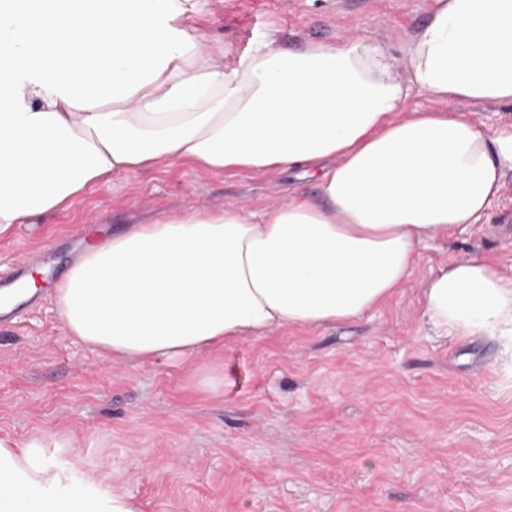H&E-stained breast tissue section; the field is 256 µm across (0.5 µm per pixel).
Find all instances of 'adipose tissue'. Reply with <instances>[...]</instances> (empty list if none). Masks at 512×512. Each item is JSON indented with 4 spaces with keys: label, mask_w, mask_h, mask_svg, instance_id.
Listing matches in <instances>:
<instances>
[{
    "label": "adipose tissue",
    "mask_w": 512,
    "mask_h": 512,
    "mask_svg": "<svg viewBox=\"0 0 512 512\" xmlns=\"http://www.w3.org/2000/svg\"><path fill=\"white\" fill-rule=\"evenodd\" d=\"M176 0H0V231L112 175L179 160L213 174L300 173L316 195L184 211L91 239L54 288L69 336L113 361L187 360L270 329L360 318L419 249L479 224L512 172V0H430L400 54L363 36L219 63ZM439 110L405 111L412 93ZM422 315L512 353V276L447 264ZM39 441L0 439V512H142L63 485ZM452 108L484 129L512 122V107L457 103Z\"/></svg>",
    "instance_id": "1"
}]
</instances>
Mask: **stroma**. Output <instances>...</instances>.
Listing matches in <instances>:
<instances>
[{"label": "stroma", "instance_id": "obj_1", "mask_svg": "<svg viewBox=\"0 0 512 512\" xmlns=\"http://www.w3.org/2000/svg\"><path fill=\"white\" fill-rule=\"evenodd\" d=\"M199 0L190 25L225 64L265 42L296 49L346 31L399 50L429 0ZM314 181L215 175L174 162L112 176L70 207L0 232V265H43L46 305L0 326V438L36 439L63 483L118 490L142 512H512V388L498 347L438 335L422 317L431 271L485 257L512 274V173L477 227L421 248L378 310L274 329L181 364L115 362L64 330L52 285L93 234L183 210L253 211ZM224 367V391L191 380Z\"/></svg>", "mask_w": 512, "mask_h": 512}]
</instances>
